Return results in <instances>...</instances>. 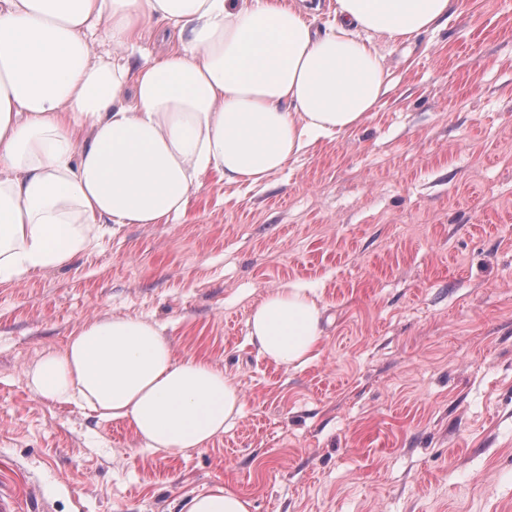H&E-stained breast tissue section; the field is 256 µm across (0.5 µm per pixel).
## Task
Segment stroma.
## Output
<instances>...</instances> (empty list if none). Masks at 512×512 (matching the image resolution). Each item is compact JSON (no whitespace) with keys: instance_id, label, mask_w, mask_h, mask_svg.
<instances>
[{"instance_id":"obj_1","label":"stroma","mask_w":512,"mask_h":512,"mask_svg":"<svg viewBox=\"0 0 512 512\" xmlns=\"http://www.w3.org/2000/svg\"><path fill=\"white\" fill-rule=\"evenodd\" d=\"M381 52L375 112L266 185L206 176L174 222L0 284V487L27 512H179L216 485L252 512H512V0ZM288 283L324 309L300 367L249 336ZM103 315L223 369L239 417L182 456L32 394L25 366Z\"/></svg>"}]
</instances>
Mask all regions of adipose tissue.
I'll use <instances>...</instances> for the list:
<instances>
[{
	"instance_id": "1",
	"label": "adipose tissue",
	"mask_w": 512,
	"mask_h": 512,
	"mask_svg": "<svg viewBox=\"0 0 512 512\" xmlns=\"http://www.w3.org/2000/svg\"><path fill=\"white\" fill-rule=\"evenodd\" d=\"M456 0H335L314 24L305 0H0V283L70 265L122 224H167L206 174L261 186L322 140L362 125L388 83L380 41L447 22ZM176 46L139 60L142 31ZM308 289L253 306L262 355L305 363L321 336ZM39 398L129 422L141 444L207 448L241 394L202 358L177 359L150 321L101 316L23 371ZM221 486L185 512H251Z\"/></svg>"
}]
</instances>
